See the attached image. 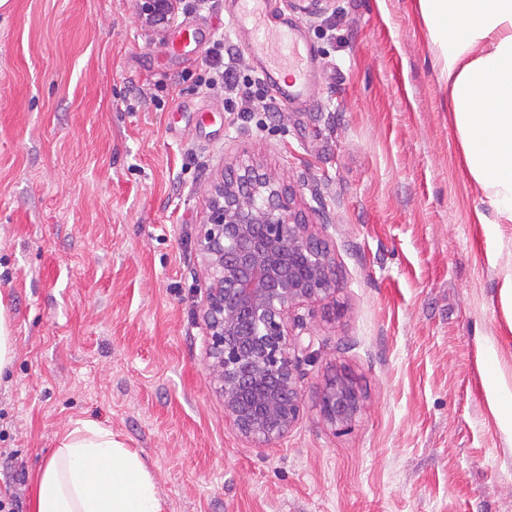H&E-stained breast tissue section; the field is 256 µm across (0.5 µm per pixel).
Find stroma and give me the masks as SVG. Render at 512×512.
Masks as SVG:
<instances>
[{
  "label": "stroma",
  "mask_w": 512,
  "mask_h": 512,
  "mask_svg": "<svg viewBox=\"0 0 512 512\" xmlns=\"http://www.w3.org/2000/svg\"><path fill=\"white\" fill-rule=\"evenodd\" d=\"M316 56L303 101L224 109L134 0L0 8V294L16 359L0 382V491L32 512L58 437L89 418L122 435L167 512H512V438L489 408L512 384L498 290L512 224L463 175L448 85L417 0H288ZM181 27L224 39V0H183ZM254 160L327 211L344 316L317 317L307 409L251 448L204 367L208 281L195 250L207 189ZM363 393L326 427L327 375ZM317 406L323 422L334 431L351 428L362 406L355 378L345 371H336L323 384Z\"/></svg>",
  "instance_id": "1"
}]
</instances>
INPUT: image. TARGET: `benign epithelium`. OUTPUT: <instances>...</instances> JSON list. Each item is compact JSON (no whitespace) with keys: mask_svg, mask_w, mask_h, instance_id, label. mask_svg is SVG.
Instances as JSON below:
<instances>
[{"mask_svg":"<svg viewBox=\"0 0 512 512\" xmlns=\"http://www.w3.org/2000/svg\"><path fill=\"white\" fill-rule=\"evenodd\" d=\"M181 3L135 0L138 22L163 42L178 26ZM196 252L209 281L200 316L210 386L232 429L250 447L267 448L304 417L313 304L331 306L335 319L344 315L335 257L296 208L294 192L253 162L210 185ZM317 406L331 429L351 428L362 406L355 378L345 371L328 378Z\"/></svg>","mask_w":512,"mask_h":512,"instance_id":"7a95c632","label":"benign epithelium"}]
</instances>
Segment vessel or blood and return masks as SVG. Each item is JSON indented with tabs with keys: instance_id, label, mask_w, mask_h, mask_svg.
I'll list each match as a JSON object with an SVG mask.
<instances>
[{
	"instance_id": "obj_1",
	"label": "vessel or blood",
	"mask_w": 512,
	"mask_h": 512,
	"mask_svg": "<svg viewBox=\"0 0 512 512\" xmlns=\"http://www.w3.org/2000/svg\"><path fill=\"white\" fill-rule=\"evenodd\" d=\"M228 23L242 36V47L260 65V72L281 103L304 89L305 58L298 40L299 24L289 17L284 0H232Z\"/></svg>"
}]
</instances>
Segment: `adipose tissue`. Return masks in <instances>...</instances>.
<instances>
[{
    "label": "adipose tissue",
    "mask_w": 512,
    "mask_h": 512,
    "mask_svg": "<svg viewBox=\"0 0 512 512\" xmlns=\"http://www.w3.org/2000/svg\"><path fill=\"white\" fill-rule=\"evenodd\" d=\"M448 84L480 224H512V0H418ZM35 512H165L152 473L120 434L75 421L37 474Z\"/></svg>",
    "instance_id": "1"
}]
</instances>
